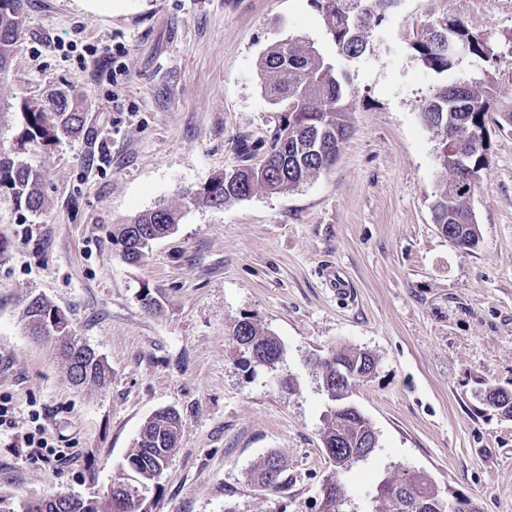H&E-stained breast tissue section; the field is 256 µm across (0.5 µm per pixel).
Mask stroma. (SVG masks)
<instances>
[{
	"label": "stroma",
	"instance_id": "1",
	"mask_svg": "<svg viewBox=\"0 0 512 512\" xmlns=\"http://www.w3.org/2000/svg\"><path fill=\"white\" fill-rule=\"evenodd\" d=\"M23 11L0 75V149L40 171L45 204L32 214L0 199V403L17 424L0 438V496L103 493L143 424L173 409L177 446L139 512H318L330 402L311 360L345 347L376 360L351 400L378 446L343 474V512H375L379 479L401 469L481 512H512V419L474 396L512 389V127L487 126L472 198L482 241L464 252L433 222L446 175L419 113L433 86L461 75L492 86V112L512 111V0H396L346 65L352 132L335 165L221 208L199 200L204 184L240 166V139L268 143L284 121L257 79L260 54L291 36L336 53L309 0H112L106 11L23 0ZM446 18L493 57L425 68L413 43ZM62 88L86 101L80 137L22 144L24 103ZM160 207L178 212L174 232L125 262L113 233ZM335 273L351 295L332 291ZM36 294L102 355L106 386L73 387L54 341L28 335ZM244 319L282 344L275 368L234 341ZM39 424L56 461L20 445ZM272 452L294 477L287 492L249 482Z\"/></svg>",
	"mask_w": 512,
	"mask_h": 512
}]
</instances>
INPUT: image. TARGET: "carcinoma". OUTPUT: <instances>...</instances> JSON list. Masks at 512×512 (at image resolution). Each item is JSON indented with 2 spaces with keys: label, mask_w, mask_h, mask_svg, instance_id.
<instances>
[{
  "label": "carcinoma",
  "mask_w": 512,
  "mask_h": 512,
  "mask_svg": "<svg viewBox=\"0 0 512 512\" xmlns=\"http://www.w3.org/2000/svg\"><path fill=\"white\" fill-rule=\"evenodd\" d=\"M395 2L311 0L323 16L338 60L325 59L314 43L299 38L291 37L267 48L258 61L257 76L272 104L286 116L264 153L266 170L254 173L247 165L234 174L213 177L200 192L204 203L222 207L249 197L258 188L271 193L291 191L336 162L351 134L344 104L350 93V80L343 64L365 53L370 32L381 24ZM21 22L22 0H0V74L7 71ZM455 39L468 41V56L489 59L488 42L454 19L428 28L415 42V50L426 68L442 74L460 62V58L448 53L447 41ZM490 101L491 88L474 79L437 85L421 100L425 126L433 132L440 128L452 138L441 142L436 156L437 165L448 174V184L433 206L434 223L443 225L452 236H473L475 214L470 200L475 183L471 174L459 166V157L463 153L471 155L470 167L482 169ZM24 118V142L48 145L62 136L77 135L86 122V107L78 96L59 91L34 105H25ZM0 193L6 194L15 207L30 213L38 212L44 200L40 175L19 156L2 150ZM178 221L175 212L157 208L122 225L114 241L122 254H132L139 262L152 243L170 234ZM53 310L54 306L35 296L26 304L22 321L26 326L34 319L44 321L46 336L72 350V356L66 355L64 360L73 386L101 384L107 367L88 357L86 346L76 338L52 330ZM232 336L258 364L274 365L283 355L279 340L249 320L236 324ZM368 360L369 356L360 350L332 348L316 362L322 385L330 387L328 396L333 401L322 432L333 472L322 484L319 512H342L346 497L341 475L373 452L363 447L374 434L369 420L336 400V390H350L364 380ZM338 364L346 365L354 377L336 378ZM179 428L180 419L173 410L145 422L126 459V469L133 479L113 483L112 497L74 503L71 496L55 493L24 502V512H130V496L153 483L166 467L176 447ZM249 481L266 490L284 492L290 483L288 465L281 456L271 453L250 473ZM375 500L386 506L379 512H450L432 477L422 471L402 469L383 476L377 484Z\"/></svg>",
  "instance_id": "cac0c4a2"
}]
</instances>
